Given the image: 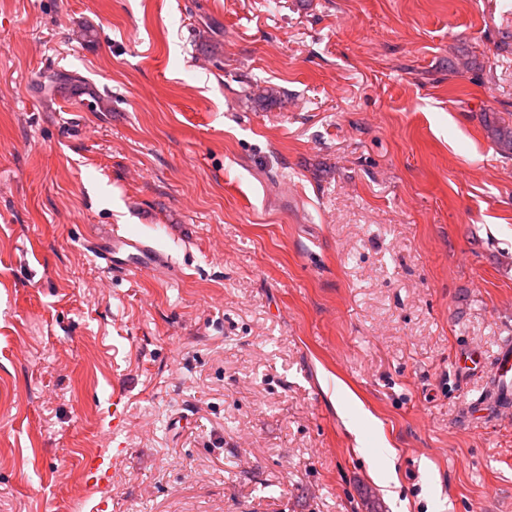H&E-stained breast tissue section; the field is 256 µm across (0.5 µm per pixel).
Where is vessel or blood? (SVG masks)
I'll return each instance as SVG.
<instances>
[{"mask_svg":"<svg viewBox=\"0 0 512 512\" xmlns=\"http://www.w3.org/2000/svg\"><path fill=\"white\" fill-rule=\"evenodd\" d=\"M85 246L113 277L129 279L143 275L175 276L176 266L171 256L152 242L136 234L112 230L105 235L87 239ZM460 368L483 374L485 391L478 411L497 408L501 413L512 412V339H504L492 366H485L482 355L467 350L458 360Z\"/></svg>","mask_w":512,"mask_h":512,"instance_id":"obj_1","label":"vessel or blood"}]
</instances>
